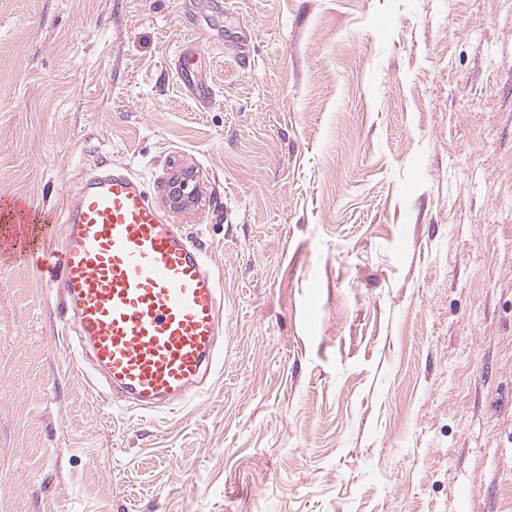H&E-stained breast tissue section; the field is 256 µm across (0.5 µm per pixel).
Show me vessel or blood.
Returning a JSON list of instances; mask_svg holds the SVG:
<instances>
[{"mask_svg": "<svg viewBox=\"0 0 512 512\" xmlns=\"http://www.w3.org/2000/svg\"><path fill=\"white\" fill-rule=\"evenodd\" d=\"M59 249L0 252L38 261L58 316L108 387L142 411L191 397L222 353V293L200 247L117 165L80 179Z\"/></svg>", "mask_w": 512, "mask_h": 512, "instance_id": "vessel-or-blood-1", "label": "vessel or blood"}]
</instances>
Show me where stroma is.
I'll return each mask as SVG.
<instances>
[{
	"mask_svg": "<svg viewBox=\"0 0 512 512\" xmlns=\"http://www.w3.org/2000/svg\"><path fill=\"white\" fill-rule=\"evenodd\" d=\"M117 162L224 353L122 407L0 265V512H512V0H0V214ZM190 173H183L177 176L171 183L170 198L178 207H183L194 202L195 189Z\"/></svg>",
	"mask_w": 512,
	"mask_h": 512,
	"instance_id": "obj_1",
	"label": "stroma"
}]
</instances>
